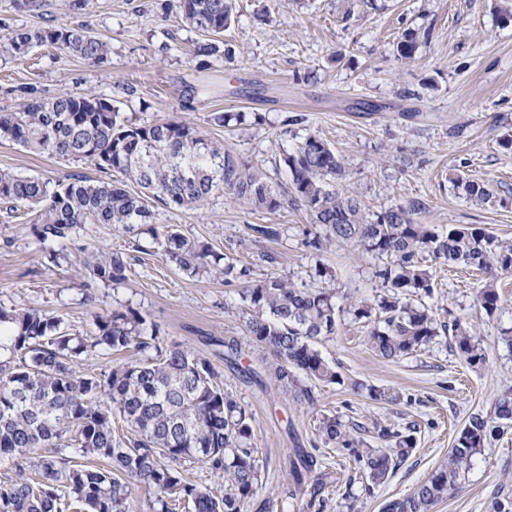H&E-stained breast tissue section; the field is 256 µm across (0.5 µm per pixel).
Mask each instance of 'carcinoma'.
<instances>
[{"label":"carcinoma","mask_w":512,"mask_h":512,"mask_svg":"<svg viewBox=\"0 0 512 512\" xmlns=\"http://www.w3.org/2000/svg\"><path fill=\"white\" fill-rule=\"evenodd\" d=\"M185 23L208 39L192 55L227 56L224 31L234 22V0H174ZM375 0H336L347 21L359 5ZM49 44L99 68L109 62L106 41L83 27L17 29L0 38V53L22 57ZM422 41L402 35L397 62L410 63ZM0 138L36 154L93 163L101 173L117 172L125 181L90 180L82 175L58 187L37 177L0 170V201L30 214V232L39 241L68 239L83 224H110L132 233L149 226L166 259L191 277L243 285L238 316L253 347L273 358L272 375L285 393L311 408L316 387L336 384L340 375L317 348L336 335L339 315L348 311L366 326V342L378 357L397 362L445 334L458 356L472 367L486 360V348L469 323L441 318L433 307L436 271L427 261L463 264L482 274L479 306L492 316L502 309L498 279L512 273V240L483 229L450 227L438 233L415 220L421 204L397 205L372 215L361 203L343 197L336 183L349 177L331 146L315 134L283 157L285 184L274 183L253 162L213 140L191 123L164 119L140 125L123 118L112 100L93 92L32 97L17 111H0ZM453 186L467 199L485 203L489 185L463 175ZM222 194L252 211L304 209L314 224L313 245H352L387 259L375 276L382 290L356 301L332 289L311 288L275 274L252 279L253 268L219 254L202 240L190 239L176 225L153 226L148 201L185 214ZM104 285L127 279L124 253H88L76 260ZM94 335L70 332L64 319L36 308L0 307V512H135L132 493H152L148 512H248L262 484L251 415L224 390L212 363L178 343H168L159 327L136 309L95 315ZM104 347L133 353L126 362L99 374L78 370L81 356ZM130 435H115L114 415ZM512 426V392L493 408L476 411L456 437L448 458L402 498L387 500L383 512H432L456 490L461 474L486 443ZM372 446L361 429L335 416H322V442L348 456L365 490L384 483L416 447L411 433L374 423ZM89 456L109 460L93 466ZM209 471L211 482L186 476V464ZM316 457L297 451L291 461L294 485L287 512L326 507L333 475L316 469ZM306 498L299 503L297 496Z\"/></svg>","instance_id":"1"}]
</instances>
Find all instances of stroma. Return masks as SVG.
<instances>
[{
    "label": "stroma",
    "mask_w": 512,
    "mask_h": 512,
    "mask_svg": "<svg viewBox=\"0 0 512 512\" xmlns=\"http://www.w3.org/2000/svg\"><path fill=\"white\" fill-rule=\"evenodd\" d=\"M512 0H377L373 10L341 21L336 0H237V19L225 32L231 57H192L201 36L182 20L174 0H42L40 9H18L0 0V36L21 27L85 24L111 48L105 68L50 46L22 57H0V109L16 110L30 97L92 91L112 99L135 123L179 118L249 158L277 181L286 150L314 134L332 146L351 171L337 184L342 195L378 212L418 200L419 223L441 230L479 227L512 238V24L499 9ZM408 30L428 32L413 63L397 64L396 42ZM206 85L188 97L189 87ZM361 101L385 104L361 112ZM215 112L258 113L253 121L224 128ZM413 157L411 168L390 164L392 155ZM0 169L34 176L50 185L75 174L98 178L87 162L37 155L0 140ZM489 183L495 197L478 204L454 189L453 174ZM155 225H176L189 238L210 242L217 252L252 264L254 278L274 272L319 286L316 263L330 266L333 288L371 297L380 281L376 259L350 246L315 249L310 219L302 210L253 211L217 194L201 208L176 214L153 205ZM279 229L276 240L259 239L252 225ZM90 251H121L128 278L117 286L90 282L75 263ZM274 253L273 265L259 263ZM436 300L449 317L472 323L487 349L483 365L471 367L446 336L397 362L376 356L351 314L341 316L334 336L318 343L333 360L339 383L319 388L316 408L283 394L271 379L268 355L244 348L239 370L224 362L223 342L241 339L236 287L191 278L166 260L149 235L87 224L61 242L39 243L23 212L0 203V306L34 307L64 317L73 332L92 335L94 317L126 306L156 323L166 341L192 348L221 373L224 388L251 413L265 478L257 501L280 512L293 493L289 461L296 449L314 452L335 484L324 512H382L384 500L406 495L448 456L470 413L490 411L512 391V275L499 283L504 308L486 315L476 301L478 272L438 270ZM396 393L393 402L371 401L367 386ZM371 427H414L413 454L381 486L365 492L348 456L324 447L320 416ZM512 496V430L485 445L462 474L454 494L435 512H492L494 492Z\"/></svg>",
    "instance_id": "1"
}]
</instances>
